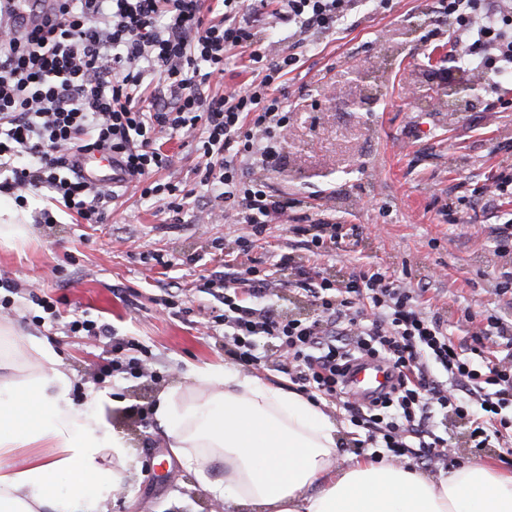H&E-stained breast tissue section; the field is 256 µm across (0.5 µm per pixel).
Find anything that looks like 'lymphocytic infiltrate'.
Masks as SVG:
<instances>
[{"label":"lymphocytic infiltrate","mask_w":512,"mask_h":512,"mask_svg":"<svg viewBox=\"0 0 512 512\" xmlns=\"http://www.w3.org/2000/svg\"><path fill=\"white\" fill-rule=\"evenodd\" d=\"M35 27L16 17L0 28V193L24 203L40 190L89 224L99 223L117 189L137 183L144 199L180 213L178 187L161 182L172 164L162 136L183 133L199 141L200 182L218 187L213 209L230 205L238 223L262 235L287 201L258 178L245 177L239 158L276 166L288 112L277 91L297 61V43L259 37L270 0L240 19L243 0H55ZM361 0H283L277 23L297 34L335 32ZM455 19L463 55L487 80L512 75V0H441ZM236 53L261 64L260 80L222 93H205ZM106 152L122 175L106 191L76 164L79 155ZM280 266L315 303L314 318L286 317L256 307L269 286L265 270L249 266L223 275V324L233 360L256 366V339L275 341L280 369L298 391L344 410L367 443L389 457L425 463L442 457L447 438L436 418L451 414L468 424L471 447L485 448L512 431V328L490 315L472 341L496 339L498 359H474L448 326L423 310L425 288L396 284L387 272L366 270L336 281L314 274L285 253ZM372 358L394 371V386L366 402L350 400L346 375L353 362Z\"/></svg>","instance_id":"1"}]
</instances>
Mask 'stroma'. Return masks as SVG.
<instances>
[{"label":"stroma","mask_w":512,"mask_h":512,"mask_svg":"<svg viewBox=\"0 0 512 512\" xmlns=\"http://www.w3.org/2000/svg\"><path fill=\"white\" fill-rule=\"evenodd\" d=\"M437 5L389 0L383 9L364 0L335 33L311 36L284 80L290 125L282 162L267 172L247 164L243 172L266 175L274 190L329 223L359 228L346 248L315 258L318 269L340 278L371 267L428 284L432 310L459 340L472 316L512 324V293L500 292L512 281V251L501 252L496 235L512 219V197L493 193L500 171L512 166V79L481 81L467 97L435 103L457 73L453 24ZM408 86L416 96L405 95ZM161 144L173 165L160 179L189 193L179 217L131 188L104 223L85 224L45 191L28 199L27 239L0 242V275L17 285L0 288V324L56 351L81 407L103 389L118 401L107 421L140 467L108 512H206L211 502L142 416L153 413L161 392L189 383L192 369L230 365L224 329L208 316L219 304L208 281L224 269L220 246L249 229L231 213L209 215L194 142L175 134ZM45 208L54 223H43ZM293 222L285 215L268 224L251 255L274 270L266 305L310 315L313 306L275 267L281 254H305L288 231ZM171 294L173 309L163 304ZM83 319L109 335L71 332V322ZM116 336L131 341L137 368L94 376ZM443 425L454 452L447 463L425 465L426 473L479 459L512 468L501 449L470 448L455 417Z\"/></svg>","instance_id":"1"}]
</instances>
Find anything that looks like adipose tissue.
Returning <instances> with one entry per match:
<instances>
[{"mask_svg": "<svg viewBox=\"0 0 512 512\" xmlns=\"http://www.w3.org/2000/svg\"><path fill=\"white\" fill-rule=\"evenodd\" d=\"M36 369L0 376V512H107L138 468L99 410L39 340ZM154 418L181 465L225 512H512V468L476 460L431 476L348 458L312 400L229 367L160 394Z\"/></svg>", "mask_w": 512, "mask_h": 512, "instance_id": "1", "label": "adipose tissue"}]
</instances>
